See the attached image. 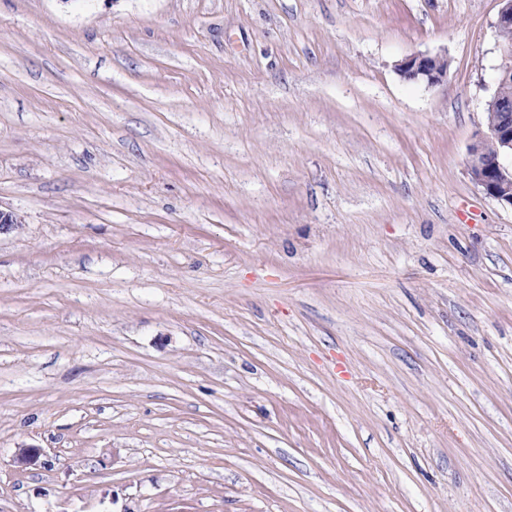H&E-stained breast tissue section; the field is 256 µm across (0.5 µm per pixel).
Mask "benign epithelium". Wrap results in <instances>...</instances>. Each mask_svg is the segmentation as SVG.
I'll use <instances>...</instances> for the list:
<instances>
[{"mask_svg":"<svg viewBox=\"0 0 512 512\" xmlns=\"http://www.w3.org/2000/svg\"><path fill=\"white\" fill-rule=\"evenodd\" d=\"M499 63L495 69V90L487 110L497 111L495 123L486 125L469 148L468 172L472 181L486 195L504 207L512 208V168L504 164L512 156V112L500 98L502 88L512 83V46L498 43ZM400 74L417 84L428 86L448 80V58L444 56L415 55L397 64ZM495 152H487V145Z\"/></svg>","mask_w":512,"mask_h":512,"instance_id":"7a95c632","label":"benign epithelium"}]
</instances>
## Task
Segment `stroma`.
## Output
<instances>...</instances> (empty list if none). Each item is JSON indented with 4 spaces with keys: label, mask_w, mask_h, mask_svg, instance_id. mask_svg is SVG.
<instances>
[{
    "label": "stroma",
    "mask_w": 512,
    "mask_h": 512,
    "mask_svg": "<svg viewBox=\"0 0 512 512\" xmlns=\"http://www.w3.org/2000/svg\"><path fill=\"white\" fill-rule=\"evenodd\" d=\"M500 7L0 0V512H512ZM498 52L495 90L488 102L487 111L499 109L500 112L495 111V123H486V131L470 146L468 172L472 181L486 195L512 210V165L509 169L504 164V159L509 155L512 161V112L500 98L502 88L512 83V46L499 41ZM493 148L495 152L489 154L487 150L491 153ZM396 69L402 76L417 84L432 86L448 80V59L444 56L407 57L397 64Z\"/></svg>",
    "instance_id": "35a3bbf8"
}]
</instances>
